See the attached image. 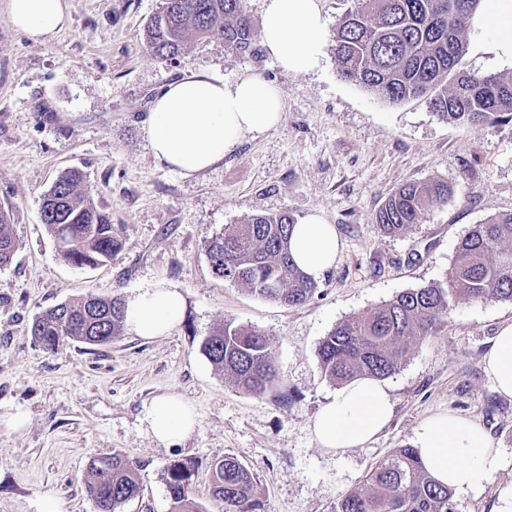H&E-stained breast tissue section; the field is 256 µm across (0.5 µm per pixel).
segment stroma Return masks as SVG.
<instances>
[{
	"instance_id": "obj_1",
	"label": "stroma",
	"mask_w": 512,
	"mask_h": 512,
	"mask_svg": "<svg viewBox=\"0 0 512 512\" xmlns=\"http://www.w3.org/2000/svg\"><path fill=\"white\" fill-rule=\"evenodd\" d=\"M160 0H69L70 23L37 44L9 23L0 0V209L8 211L16 250L0 267V406L30 415L18 432L0 430V512H97L85 482L91 461L118 454L138 468L139 496L121 512H171L167 467L190 460L195 500L224 512L210 496L211 469L231 456L252 474L261 512H334L339 494L360 487L377 461L415 444L427 418L469 417L499 448L503 466L481 494L455 493L459 512H502L512 484V398L501 396L485 364L512 302H459L437 332L416 344L386 377L393 397L388 425L365 447L332 455L310 425L337 385L317 350L339 322L397 294L443 280L471 225L512 213V120L471 125L441 120L426 99L391 104L338 75L332 41L319 66L290 74L260 43L227 51L219 34L188 43L164 60L144 42ZM465 67L512 75L486 47L492 29L468 19ZM482 41L484 50L473 48ZM205 71L233 82L257 76L277 85L281 124L244 135L208 169L184 174L155 159L146 121L169 82ZM79 171L94 203L123 239L106 264L74 267L60 256L41 220L56 178ZM445 180L447 203L390 236L375 215L406 183ZM319 214L335 225L341 249L314 298L284 307L216 277L206 252L225 227L256 214ZM164 282L185 299L180 325L145 340L129 330L103 346L73 341L57 353L33 340V318L86 296L132 294ZM268 336L288 405L243 393L201 352L224 321ZM169 393L198 414L189 439L157 444L145 409Z\"/></svg>"
}]
</instances>
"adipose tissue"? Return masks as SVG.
Listing matches in <instances>:
<instances>
[{
    "label": "adipose tissue",
    "instance_id": "adipose-tissue-1",
    "mask_svg": "<svg viewBox=\"0 0 512 512\" xmlns=\"http://www.w3.org/2000/svg\"><path fill=\"white\" fill-rule=\"evenodd\" d=\"M10 23L36 43H43L70 21L67 0H7ZM479 26L495 31L496 56L512 62V0H485ZM326 20L319 0H263L260 43L283 70L307 73L320 63ZM282 94L274 84L247 77L234 82L206 72L169 83L152 103L147 131L154 157L185 174L205 170L231 153L242 134L262 135L280 124ZM340 250L334 225L309 215L295 225L291 254L312 279L331 268ZM184 296L158 283L125 303V323L143 339L168 335L183 316ZM498 391L512 397V324L504 326L487 357ZM392 396L387 384L362 378L337 390L311 424L320 448L341 454L361 448L388 423ZM146 431L161 444L189 437L197 427L192 406L170 394L146 408ZM416 443L426 471L457 490L482 491L500 465L485 430L475 420L439 414L425 420Z\"/></svg>",
    "mask_w": 512,
    "mask_h": 512
}]
</instances>
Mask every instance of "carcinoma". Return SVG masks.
I'll return each instance as SVG.
<instances>
[{
  "instance_id": "cac0c4a2",
  "label": "carcinoma",
  "mask_w": 512,
  "mask_h": 512,
  "mask_svg": "<svg viewBox=\"0 0 512 512\" xmlns=\"http://www.w3.org/2000/svg\"><path fill=\"white\" fill-rule=\"evenodd\" d=\"M479 0H355L334 36L338 73L391 102L430 95L445 120L472 124L512 119V78L477 75L463 68L464 27ZM224 36L227 50L247 51L254 37L245 0H161L146 29L149 50L174 59L190 39ZM452 86L438 89L445 77ZM446 181L409 183L396 190L376 215L388 234L419 223L430 207L448 201ZM41 218L61 257L78 267L105 263L122 246L112 217L93 202L76 171L60 175L42 198ZM296 219L288 213L253 215L213 238L207 254L213 273L255 295L287 307L302 306L318 291L290 255ZM15 240L10 216L0 210V266L11 262ZM512 301V213L473 225L458 242L444 280L402 292L336 324L317 351L325 377L346 383L388 377L406 360L411 346L433 335L441 318L461 300ZM125 307L118 297L88 295L42 311L30 333L48 353L69 341L98 346L119 335ZM201 350L247 394L266 396L282 382L267 337L258 330L224 322ZM86 492L98 512L118 509L140 493L131 462L106 455L89 467ZM195 467L183 461L167 469L173 512H203L192 497ZM211 494L224 512H260L253 477L226 456L212 470ZM335 512H456L452 489L424 469L418 451L398 448L378 461L361 487L343 493Z\"/></svg>"
}]
</instances>
